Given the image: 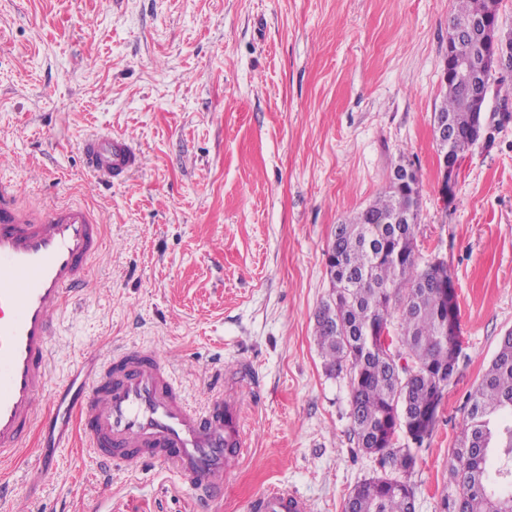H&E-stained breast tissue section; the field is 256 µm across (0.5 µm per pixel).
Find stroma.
I'll use <instances>...</instances> for the list:
<instances>
[{"instance_id": "1", "label": "stroma", "mask_w": 512, "mask_h": 512, "mask_svg": "<svg viewBox=\"0 0 512 512\" xmlns=\"http://www.w3.org/2000/svg\"><path fill=\"white\" fill-rule=\"evenodd\" d=\"M453 0H0V178L39 211L74 202L104 250L55 343L63 377L140 347L199 406L236 405L246 447L209 512H254L285 488L309 512H344L376 475L357 448L347 377L314 340L336 224L366 207L398 162L420 178V265L454 288L460 353L410 476L415 512H439L469 392L512 330V119L490 97L489 139L450 191L433 134ZM130 139L140 168L99 182L79 143ZM43 468L0 471V512H199L164 465L104 482L78 433Z\"/></svg>"}]
</instances>
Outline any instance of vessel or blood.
<instances>
[{
	"label": "vessel or blood",
	"instance_id": "vessel-or-blood-1",
	"mask_svg": "<svg viewBox=\"0 0 512 512\" xmlns=\"http://www.w3.org/2000/svg\"><path fill=\"white\" fill-rule=\"evenodd\" d=\"M85 169L97 180L125 178L140 166L129 139L91 134L80 145ZM103 249L99 219L80 204L36 212L14 200L0 180V463L21 454L47 419L37 411L44 396L57 397L67 381L53 374L54 344L68 313L89 285L91 262ZM224 399L190 406L166 364L152 351L130 348L102 362L64 403V421H78L104 477L113 466L148 459L174 469L200 500L217 496L242 448L239 419L225 421ZM258 512H308L284 489L261 496Z\"/></svg>",
	"mask_w": 512,
	"mask_h": 512
}]
</instances>
